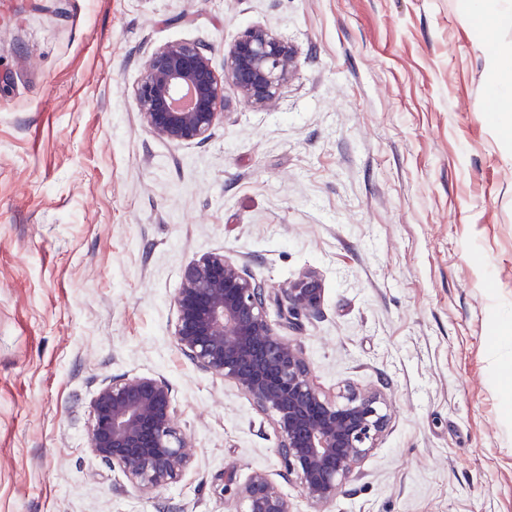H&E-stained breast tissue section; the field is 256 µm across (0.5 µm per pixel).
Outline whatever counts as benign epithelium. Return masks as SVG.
<instances>
[{"label": "benign epithelium", "mask_w": 512, "mask_h": 512, "mask_svg": "<svg viewBox=\"0 0 512 512\" xmlns=\"http://www.w3.org/2000/svg\"><path fill=\"white\" fill-rule=\"evenodd\" d=\"M295 68V51L260 27L243 30L224 51L218 74L208 50L176 41L145 61L135 91L142 123L174 144H204L224 119V89L268 108ZM321 288L307 271L285 288L258 279L245 259L213 252L183 269L174 297V338L180 351L206 373L221 376L269 416L278 434L276 452L306 497L326 505L363 478L360 463L376 447L389 418L380 393L348 387L330 397L310 378L302 347L279 334L270 306L293 325L318 314ZM88 447L119 468L140 489L177 480L192 448L177 428L171 386L145 375L103 383L90 402ZM242 512H292L290 500L262 471L242 491Z\"/></svg>", "instance_id": "7a95c632"}]
</instances>
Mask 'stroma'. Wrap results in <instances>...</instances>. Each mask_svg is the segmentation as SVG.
Here are the masks:
<instances>
[{
  "instance_id": "35a3bbf8",
  "label": "stroma",
  "mask_w": 512,
  "mask_h": 512,
  "mask_svg": "<svg viewBox=\"0 0 512 512\" xmlns=\"http://www.w3.org/2000/svg\"><path fill=\"white\" fill-rule=\"evenodd\" d=\"M261 26L297 66L271 108L227 92L203 145L152 133L134 90L159 46L224 67ZM463 0H0V512H239L264 471L294 512H512V125ZM211 252L320 311L280 326L315 384L386 383L363 479L324 509L270 418L173 337ZM166 380L194 459L135 488L87 445L90 401Z\"/></svg>"
}]
</instances>
